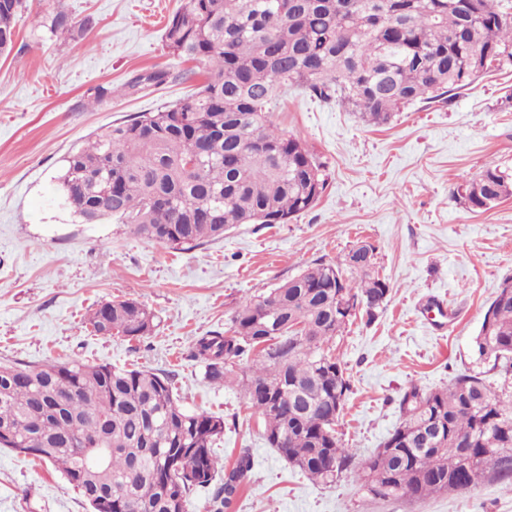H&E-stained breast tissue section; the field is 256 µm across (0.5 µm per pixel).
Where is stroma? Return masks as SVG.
<instances>
[{"mask_svg": "<svg viewBox=\"0 0 512 512\" xmlns=\"http://www.w3.org/2000/svg\"><path fill=\"white\" fill-rule=\"evenodd\" d=\"M184 0H26L15 47L0 57V363L80 357L92 364L169 371L190 411L224 419L215 452L252 468L231 512H512V486L494 479L425 500H379L352 479L312 482L269 448L235 390L210 385L191 355L196 337L224 332L246 300L366 240L392 287L372 323L354 318L337 343L352 391L339 421L357 458L402 421L410 386L446 387L476 367L474 339L504 278L512 277V198L476 213L463 189L489 167L512 172V69L485 74L447 103H418L383 125L289 89L271 120L326 165L315 206L285 224H241L185 249L135 235L113 218L94 224L66 202L63 158L95 129L154 112L194 91L190 65L164 46ZM93 17L83 38L51 37L57 9ZM155 69L161 88L123 91ZM113 94L99 102L97 86ZM134 298L160 318L151 335L94 334L98 304ZM0 512H89L51 465L0 449Z\"/></svg>", "mask_w": 512, "mask_h": 512, "instance_id": "1", "label": "stroma"}]
</instances>
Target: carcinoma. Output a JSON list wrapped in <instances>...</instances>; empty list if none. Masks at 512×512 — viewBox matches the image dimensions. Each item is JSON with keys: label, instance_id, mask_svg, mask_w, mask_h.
I'll use <instances>...</instances> for the list:
<instances>
[{"label": "carcinoma", "instance_id": "obj_1", "mask_svg": "<svg viewBox=\"0 0 512 512\" xmlns=\"http://www.w3.org/2000/svg\"><path fill=\"white\" fill-rule=\"evenodd\" d=\"M23 2L0 0V56L14 49ZM93 26L64 9L45 22L51 36L71 39ZM164 43L206 65V80L179 103L90 134L65 157L62 188L87 223L112 217L149 241L193 247L238 224H286L325 191L314 153L269 120L283 90L374 125L416 102L444 103L484 71L512 67V0H187ZM511 197L512 175L497 167L465 189L474 211ZM376 251L360 241L314 261L241 305L229 334L197 337L191 357L209 383L241 388L269 447L315 482L349 474L374 498L416 502L485 477L512 480V277L475 338L499 391L470 371L442 390L413 386L399 399L403 422L371 456L357 461L341 443L351 383L332 343L355 313L370 322L388 302ZM350 299L358 308L346 315ZM90 324L102 336L139 338L153 333L156 316L125 298L99 305ZM102 418L112 456L92 470ZM223 436L224 418L184 409L164 371L78 358L0 364V449L56 466L91 512H186L190 493L224 469L214 453ZM250 471L244 451L224 473L214 512L232 506Z\"/></svg>", "mask_w": 512, "mask_h": 512}]
</instances>
